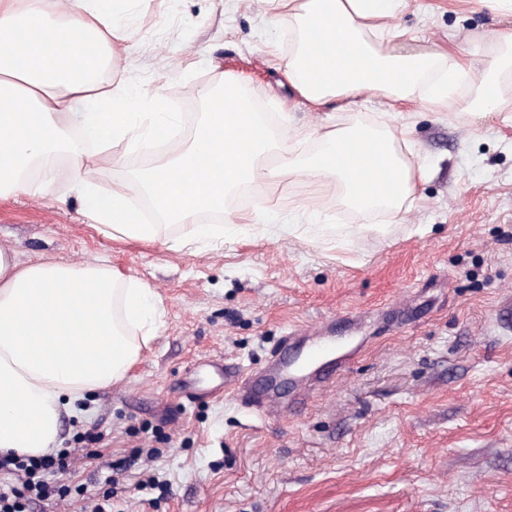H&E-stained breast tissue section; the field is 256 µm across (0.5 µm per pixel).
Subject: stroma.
Instances as JSON below:
<instances>
[{
  "instance_id": "1",
  "label": "stroma",
  "mask_w": 512,
  "mask_h": 512,
  "mask_svg": "<svg viewBox=\"0 0 512 512\" xmlns=\"http://www.w3.org/2000/svg\"><path fill=\"white\" fill-rule=\"evenodd\" d=\"M406 3L397 22L421 47L472 51L511 24L473 0ZM134 26L126 76L147 96L173 80L181 137L199 119L200 88L241 74L272 130L385 121L409 128L428 174L394 219L290 177L228 210L306 203L323 230L301 221L276 236L244 224L221 244L181 251L99 234L63 173L52 196L0 198V247L19 263L104 258L149 282L165 307L127 377L64 415L56 449L69 467L49 478L63 495L24 512H91L123 458L135 464L112 512H512V88L503 115L484 120L372 96L316 112L297 99L286 112L288 85L266 44L287 53L288 26L270 24L265 0H146ZM162 156L118 143L90 164L109 185ZM297 325L335 344L343 367L330 384L304 370V395L278 392L264 416L243 392L211 397L209 360L265 378ZM192 367L203 393L189 402ZM97 429L99 445L88 439ZM150 476L155 487L140 489Z\"/></svg>"
}]
</instances>
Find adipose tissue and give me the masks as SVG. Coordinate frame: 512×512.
<instances>
[{"mask_svg":"<svg viewBox=\"0 0 512 512\" xmlns=\"http://www.w3.org/2000/svg\"><path fill=\"white\" fill-rule=\"evenodd\" d=\"M288 21L284 76L290 90L317 109L331 100L371 94L391 103L420 101L447 108L461 83L460 106L477 118L498 115L500 87L512 81V29L484 50L474 71L456 46L417 49L394 20L406 0H266ZM140 0H0V197L53 191L67 166L72 190L97 229L110 238L153 243L166 224H187L171 248L224 239L232 223L224 204L244 185L261 190L308 173L342 187L358 213H404L426 170L407 159L408 140L388 124H353L281 134L252 112L238 79L199 91L205 111L190 140L173 138L180 115L158 96L136 111L138 92L114 70L135 51L132 14ZM168 137L164 157L132 183L102 186L87 163L88 146ZM319 149L295 155L293 142ZM148 196L166 224L143 223L131 194ZM207 213L223 215L204 224ZM165 314L161 297L142 280L104 263L19 264L0 248V454L37 457L58 441L62 410L125 377Z\"/></svg>","mask_w":512,"mask_h":512,"instance_id":"ef3b65f1","label":"adipose tissue"}]
</instances>
